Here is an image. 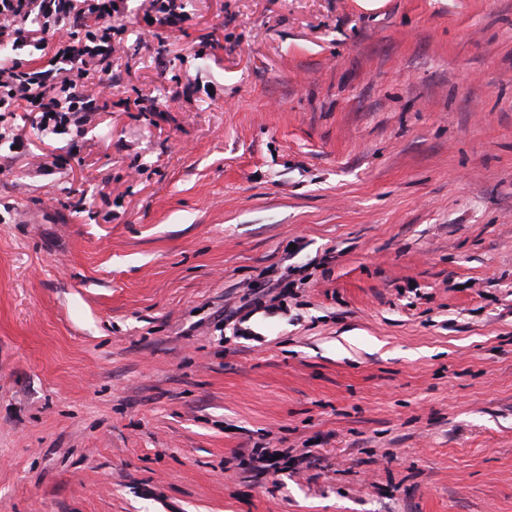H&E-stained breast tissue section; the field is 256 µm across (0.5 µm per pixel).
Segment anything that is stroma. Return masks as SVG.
<instances>
[{"instance_id": "stroma-1", "label": "stroma", "mask_w": 512, "mask_h": 512, "mask_svg": "<svg viewBox=\"0 0 512 512\" xmlns=\"http://www.w3.org/2000/svg\"><path fill=\"white\" fill-rule=\"evenodd\" d=\"M179 3L0 141V512H512V0Z\"/></svg>"}]
</instances>
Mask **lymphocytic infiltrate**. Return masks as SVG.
Segmentation results:
<instances>
[{"mask_svg": "<svg viewBox=\"0 0 512 512\" xmlns=\"http://www.w3.org/2000/svg\"><path fill=\"white\" fill-rule=\"evenodd\" d=\"M117 0H0V112H35L41 131L80 130L102 111L91 88L112 71ZM36 46L39 66L19 52Z\"/></svg>", "mask_w": 512, "mask_h": 512, "instance_id": "f902f5d3", "label": "lymphocytic infiltrate"}]
</instances>
